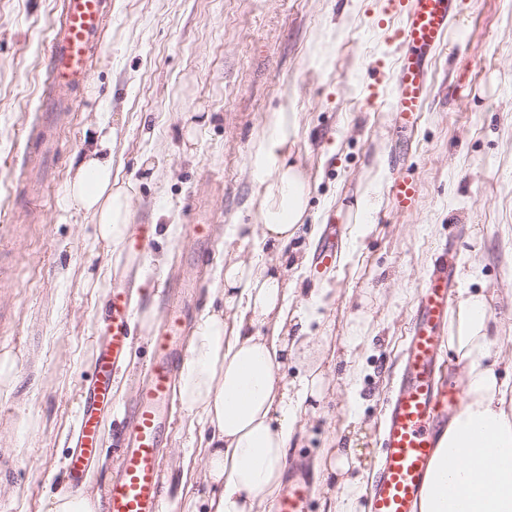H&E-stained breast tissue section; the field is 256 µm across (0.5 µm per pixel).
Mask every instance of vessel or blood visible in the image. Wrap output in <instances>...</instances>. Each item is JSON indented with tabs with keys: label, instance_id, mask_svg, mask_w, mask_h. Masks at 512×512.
I'll use <instances>...</instances> for the list:
<instances>
[{
	"label": "vessel or blood",
	"instance_id": "1",
	"mask_svg": "<svg viewBox=\"0 0 512 512\" xmlns=\"http://www.w3.org/2000/svg\"><path fill=\"white\" fill-rule=\"evenodd\" d=\"M458 0H386L384 13L398 19L391 39L395 130L416 127L426 104L430 61L441 48ZM104 0H63L47 59L52 92L48 112L72 109L73 90L89 84L92 57L104 48ZM395 209L413 213L419 187L415 177L400 173L390 187ZM457 286L451 248H444L423 280L418 305L401 353V377L386 408L376 476L367 495V512H417L418 500L438 438L460 408L463 383H440L437 364L447 340L448 316ZM163 314L145 341L150 349L147 374L139 382L129 415L119 430L106 429L112 408L114 375L134 339L135 310L127 288L112 291L106 326L107 345L95 347L91 374L83 385L80 419L66 460V481L82 493L91 467L104 447L120 457L98 503L97 512H164V448L175 420L177 360L183 333L196 308L192 283L161 291ZM312 486L293 476L275 504V512H309Z\"/></svg>",
	"mask_w": 512,
	"mask_h": 512
}]
</instances>
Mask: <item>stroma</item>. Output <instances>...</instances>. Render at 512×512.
<instances>
[{
  "mask_svg": "<svg viewBox=\"0 0 512 512\" xmlns=\"http://www.w3.org/2000/svg\"><path fill=\"white\" fill-rule=\"evenodd\" d=\"M61 0H0V512H46L64 484L91 351L103 336L121 246L97 237L90 216L64 209L67 184L100 126L113 128V174L132 183L130 221L155 227L138 269L149 294L169 275L198 279V310L224 285L228 224H253L258 202L252 140L297 90L300 130L291 155L310 172L308 223L294 245L314 253L336 225L337 266L318 283L332 303L309 322L324 371L322 394L301 410L288 468L313 486L310 512L340 489L326 469L353 445L351 476L372 481L387 399L399 374L416 295L444 243L460 287L485 291L512 362V0H458L433 64L415 132L393 138L392 56L384 0H107L105 47L78 106L54 121L50 175L27 143L48 95L46 64ZM379 96L370 99V87ZM157 158V174L140 167ZM419 179L420 201L395 212L387 190L363 234L355 203L394 158ZM207 224L197 242L188 227ZM195 264L184 265L181 254ZM313 287L311 265L289 270ZM136 335L115 375V404L132 402L147 363ZM200 438L176 417L162 483L171 501L204 512Z\"/></svg>",
  "mask_w": 512,
  "mask_h": 512,
  "instance_id": "obj_1",
  "label": "stroma"
}]
</instances>
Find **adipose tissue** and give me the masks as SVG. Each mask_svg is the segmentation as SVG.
<instances>
[{"mask_svg":"<svg viewBox=\"0 0 512 512\" xmlns=\"http://www.w3.org/2000/svg\"><path fill=\"white\" fill-rule=\"evenodd\" d=\"M298 132L289 86L252 145L259 221L225 225L230 240L254 241L277 255L300 234L311 178L288 160ZM113 140L103 134L86 152L65 197L67 208L93 218L109 245L123 239L134 197L131 184L112 177ZM286 272L280 262L225 253L222 305L201 315L180 365L181 408L204 443L208 512H268L301 408L322 387L314 368L291 384L282 374L288 360L312 351L309 337L288 334L290 321L304 327L308 318L291 306ZM499 341L487 296L461 290L448 350L464 366L465 395L439 440L419 512H512V379L497 370Z\"/></svg>","mask_w":512,"mask_h":512,"instance_id":"ef3b65f1","label":"adipose tissue"}]
</instances>
